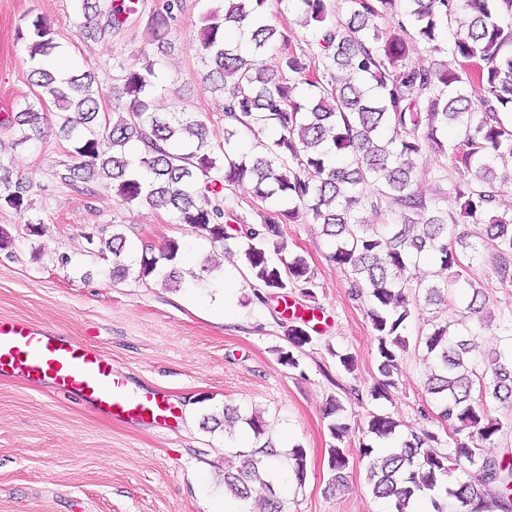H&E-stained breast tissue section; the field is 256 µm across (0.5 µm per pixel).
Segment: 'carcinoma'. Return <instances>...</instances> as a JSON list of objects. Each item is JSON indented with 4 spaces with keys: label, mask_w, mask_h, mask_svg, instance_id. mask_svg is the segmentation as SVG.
Returning <instances> with one entry per match:
<instances>
[{
    "label": "carcinoma",
    "mask_w": 512,
    "mask_h": 512,
    "mask_svg": "<svg viewBox=\"0 0 512 512\" xmlns=\"http://www.w3.org/2000/svg\"><path fill=\"white\" fill-rule=\"evenodd\" d=\"M79 2L78 36L94 40L119 28L125 19L110 0ZM276 9L296 8L303 25H312L319 53L305 61L293 49L288 33L273 20ZM180 0H163L149 20L154 40L167 43ZM253 18L249 47L229 41L233 29ZM387 19L382 29L376 23ZM199 52L210 63L207 79L221 82L224 102V141H212L207 119L176 108L153 109L157 91L155 62L147 57L124 71V107L101 112L103 96L91 70L59 75L47 59L58 48L54 29L36 18L17 29L31 64L28 78L38 88L39 105L49 102L59 114L60 131L71 142L69 178L85 183L106 178L121 202L145 201L168 209L177 223L191 227L213 244L231 239L225 223L224 190L246 181L255 196L272 199L276 207L261 215V223L245 228L243 264L265 293L285 295L296 288L313 297L314 273L307 259L288 253L283 225L299 211H309L334 244L333 262L350 269L349 290L369 298L367 310L377 337L380 379L370 389L372 399L389 398L396 387L408 339L405 324L420 302L455 305V288L465 311L484 320L486 297L467 278V269L487 249L498 259L497 274L512 283V216L493 217L483 237L471 241L452 230L458 224L448 210L414 189L413 157L423 149L449 158L463 172L456 194L462 199L460 217L483 224L495 195L486 187L495 180L512 184V0H224L202 16ZM454 30L448 48L441 46L444 29ZM419 41L440 53L448 51L457 65L427 67L407 63L409 41ZM275 48L279 65L267 70L261 57ZM346 77L336 79L335 71ZM478 98L480 110L472 109ZM44 114L33 104L15 112L10 126L18 141L42 137ZM255 134L272 132L265 152L249 154L237 143V129ZM458 139L448 140V127ZM140 142L144 151L134 153ZM30 183L0 179V201L19 213L29 208ZM394 210L387 224H367L362 213ZM101 253L112 254L113 273L153 275L161 260L173 261L180 245L169 241L159 256L145 251L139 263L125 262L129 245L121 233L99 237ZM286 258L277 264L268 248ZM429 258L442 277L416 283L405 276L409 264ZM463 320L431 324L421 335L426 359L433 361L426 392L437 402L438 418L448 425L447 451L435 445L439 437L426 431L396 439L397 421L387 413H372L367 433L393 439L376 449L360 446L367 459L372 493L393 505L392 512H411L415 498L432 494L435 512H479L496 508L512 512V461L488 456L503 424L489 415L493 403L512 404V352L497 353L483 368L473 363L476 345L451 327ZM291 349L278 351L281 364L299 368L294 350L310 342L308 332L288 326ZM345 407L329 400L324 411L336 445L328 449L332 473L329 486L339 491L347 483L350 460L341 443L348 432ZM222 422L246 424L255 447L238 452L240 465L223 471L224 490L246 501L263 491V512H283L273 482L265 479L271 461L280 456L272 441L262 440L267 421L257 413L242 416L224 406ZM298 484L307 478V453L288 451ZM465 475L448 485V477Z\"/></svg>",
    "instance_id": "obj_1"
}]
</instances>
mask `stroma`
Segmentation results:
<instances>
[{
    "mask_svg": "<svg viewBox=\"0 0 512 512\" xmlns=\"http://www.w3.org/2000/svg\"><path fill=\"white\" fill-rule=\"evenodd\" d=\"M160 2L140 0L139 15L123 29L84 40L76 33L74 0H0V157L13 176L34 182L27 214L0 204V232L10 239L0 251V318L20 317L97 347L129 384L163 391L175 406L166 428L133 426L78 396L36 388L20 377L0 378V512H214L221 502L232 512H255L254 501L226 500L222 483L224 463L241 443L239 431L203 426L228 405L243 415L262 412L277 447L305 448L304 484L273 477L284 512H387V503L373 496L360 459L369 415H392L405 435L430 430L447 440L436 403L424 390L417 341L428 323L460 319L463 308L414 310L397 385L389 398L371 399L379 374L368 301L350 296L349 272L330 260L331 242L311 215L299 213L284 231L291 250L314 272L312 296L292 288L262 304L238 252H225L175 223L166 209L121 202L107 181H66L70 144L57 133L53 109L45 111L47 130L38 141L16 143L6 123L17 103L34 93L15 30L23 20L42 17L64 48L62 65L96 73L102 111L112 109L122 69L152 52L165 89L160 107L203 114L213 139H223L224 95L206 81L209 67L198 50L202 16L215 0H181L165 55L156 54L149 26ZM415 179L426 198L459 213L454 187L461 176L448 159L423 150L415 159ZM30 221L42 224L40 234L28 232ZM103 231L123 233L134 261L143 249L156 252L179 241L174 265L180 283L165 286L157 276L114 279L111 255L95 253L86 240ZM496 267L488 250L469 271L492 313L475 330L482 352L504 346L500 323L512 315V285H501ZM215 271L223 273V290L233 298L226 319L213 313L218 291L208 282ZM311 312L317 315L311 340L297 352L299 368H288L277 356L289 346L287 327ZM346 352L356 358L355 373L337 363V354ZM333 397L346 407L349 431L342 446L350 469L345 487L331 493L328 450L334 440L323 412Z\"/></svg>",
    "mask_w": 512,
    "mask_h": 512,
    "instance_id": "stroma-1",
    "label": "stroma"
}]
</instances>
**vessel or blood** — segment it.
<instances>
[{"instance_id": "b4317fda", "label": "vessel or blood", "mask_w": 512, "mask_h": 512, "mask_svg": "<svg viewBox=\"0 0 512 512\" xmlns=\"http://www.w3.org/2000/svg\"><path fill=\"white\" fill-rule=\"evenodd\" d=\"M15 375L35 387L78 393L98 410L135 424L163 426L174 415L165 394L130 386L101 351L20 318L0 320V377Z\"/></svg>"}]
</instances>
